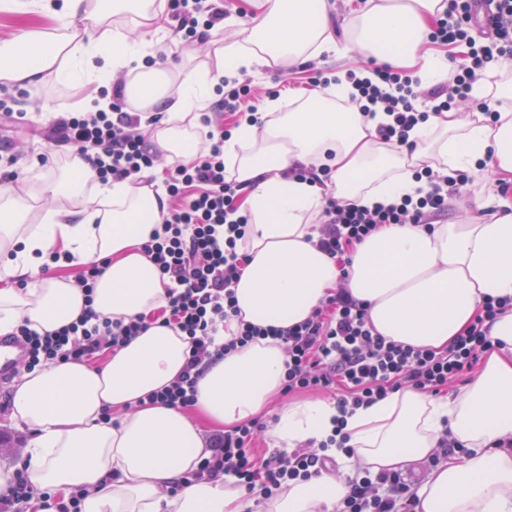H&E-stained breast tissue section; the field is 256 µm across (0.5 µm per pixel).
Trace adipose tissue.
I'll return each instance as SVG.
<instances>
[{
	"instance_id": "obj_1",
	"label": "adipose tissue",
	"mask_w": 512,
	"mask_h": 512,
	"mask_svg": "<svg viewBox=\"0 0 512 512\" xmlns=\"http://www.w3.org/2000/svg\"><path fill=\"white\" fill-rule=\"evenodd\" d=\"M133 9L140 33L110 28L86 0H0L14 12H57L61 33L24 28L0 42V82L23 88L64 83H109L118 74L138 78L129 105L163 113L156 143L168 157L188 162L194 145L187 117L206 109L223 78L252 72L270 61L296 66L326 52L361 51L396 68H409L422 86L448 79V59L427 47L442 18L443 0H356L345 17L347 38L329 29V0H252L255 18L245 41L219 49L216 68L175 76L146 66L162 21L155 0H98ZM512 63L485 71L472 95L488 100L498 120L451 108L429 114L411 138L413 150L394 149L377 137L385 114L367 118L337 108L353 86L338 73L327 91L304 100L270 101L260 125L241 123L224 143L231 175L247 196L246 267L234 287L240 319L288 328L306 320L344 284L367 303L375 330L387 339L441 350L477 317L486 296L512 298V202L476 191L464 221L385 224L348 253L346 265L321 251L312 224L328 198L365 206L416 195L418 170L490 171L512 176ZM25 181L66 206L46 210L35 228L0 185V276L25 278L26 290L0 289V334L28 322L54 332L86 310L100 317L150 315L164 303L157 266L142 246L152 236L164 192L131 180H96L90 161L74 158L61 179L26 170ZM74 263L108 260L92 300L64 278L40 279L51 251ZM503 346L489 354L475 379L458 395L437 399L404 389L347 418L353 461L371 473L400 471L426 459L442 429L471 453L449 458L416 491L413 512H512V310L491 329ZM190 350L188 337L160 322L111 353L101 367L80 362L26 372L11 391L12 414L34 434L23 465L42 490L89 488L82 512H244L245 492L233 478L199 481L176 495L166 489L208 457L201 421L231 425L265 411L279 394L285 354L278 341L248 343L209 366L197 385L192 410L148 404V395L172 384ZM118 424L102 419L104 409ZM337 410L323 400L289 403L277 413L275 436L288 445L325 438ZM343 482L322 474L295 481L265 503V512H332L345 495Z\"/></svg>"
}]
</instances>
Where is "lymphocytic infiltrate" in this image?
I'll list each match as a JSON object with an SVG mask.
<instances>
[{
  "instance_id": "lymphocytic-infiltrate-1",
  "label": "lymphocytic infiltrate",
  "mask_w": 512,
  "mask_h": 512,
  "mask_svg": "<svg viewBox=\"0 0 512 512\" xmlns=\"http://www.w3.org/2000/svg\"><path fill=\"white\" fill-rule=\"evenodd\" d=\"M470 2L448 0L443 18L429 35L432 43L450 49L446 83L423 91L407 72L386 65L372 66L370 78L355 79L352 104L360 112L379 109L390 117L389 123L377 130L388 146L413 148L410 133L427 117L418 106L421 98H430L437 112L456 103L489 112L486 100L472 97V85L488 68L512 59V0H490L492 9L483 24L486 40L482 43L473 35ZM167 9L178 19L177 32L186 45L205 40L208 29L224 20V10L215 0H167ZM222 85L224 91L217 102L220 111L257 122L250 81L226 79ZM140 124V116L129 113L118 89L109 108L59 117L47 136L87 157L99 180L139 179L153 170L157 159L156 151L145 143ZM203 124L204 143L195 159L173 161L166 169L169 207L160 218L161 231L143 247L162 275L167 292L166 325L180 329L190 339L183 371L156 399L174 407L193 406L196 385L212 361L255 338L271 336L280 340L287 356L285 391H332L338 415L325 440L291 450L257 449L255 442L267 429L257 419L214 434L210 456L182 475L168 492L173 495L195 482L231 476L247 492L257 491L269 499L290 482L339 470L337 452L352 456L344 430L347 414L405 388L439 394L471 371L483 354L495 349L490 329L499 316L512 310V300L487 297L475 322L441 351L386 339L371 325L366 304L342 289L291 328L243 323L232 338H225V330L238 315L233 291L241 270L237 247L245 238L249 217L238 205L242 186L224 163L228 132L208 118ZM424 176L426 187L419 197L408 196L387 206L367 208L328 199L318 227L319 249L336 258L378 225L430 226L433 219L447 214L449 195L469 180L463 173L439 175L429 169ZM144 328L141 318L112 320L89 311L78 323L53 333H38L24 321L10 337L22 348L23 368L32 371L54 363L92 360L129 343ZM344 481L348 492L336 512H409L415 500L412 485L398 472L373 475L358 469ZM87 494L82 487L66 497L37 489L26 469L18 468L0 491V512H28L36 497L50 512H82Z\"/></svg>"
}]
</instances>
